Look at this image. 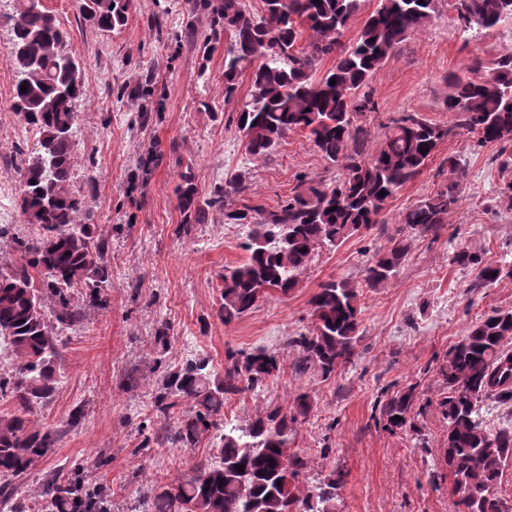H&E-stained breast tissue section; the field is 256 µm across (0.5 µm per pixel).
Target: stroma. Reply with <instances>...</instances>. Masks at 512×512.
Returning <instances> with one entry per match:
<instances>
[{"mask_svg":"<svg viewBox=\"0 0 512 512\" xmlns=\"http://www.w3.org/2000/svg\"><path fill=\"white\" fill-rule=\"evenodd\" d=\"M66 31L80 60L88 101L78 117L74 178L86 188L94 222L109 241L112 286L101 302L85 303L61 340L59 383L38 410V426L57 434L50 453L15 481L14 499L38 500L47 477L79 470L83 482L107 492L106 512H141L157 486L184 476L213 453L211 436L195 447L159 443L142 447L146 428H174L182 409L160 417L154 397L169 373L188 359L208 358L224 372L226 349L265 347L285 351L288 337L312 325L310 300L330 279L361 280L366 262L389 245L403 211L448 181L443 165L456 156L465 168L462 201L439 236L414 235L392 285L364 292L361 339L352 365L329 378L285 371L260 396L240 394L224 405L226 418L292 404L307 394L311 410L295 426L293 448L308 461L315 484L336 467L346 474L336 512H459L444 462L448 424L439 402L448 388L440 367L467 328L491 310L512 308V279L474 287L475 275L450 265L454 248L482 252L495 263L512 252V210L496 207L504 182L512 180V145L477 146L461 131L445 140L423 172L388 201L383 221L341 245L320 249L288 295L271 292L241 318L224 323L221 276L243 263L248 225L230 224L221 207L205 223L178 233L183 217L175 188L192 173L199 199L235 178L248 187L247 201L277 207L305 183L330 178L325 161L306 133L278 140L263 158L247 155L233 118L251 87L250 71L238 76V95L224 96L222 37L203 50L209 28L204 13L186 0H132L126 26L102 32L82 18V0H43ZM14 0H0V210L9 212L8 237L0 239V267L20 264L14 237L30 226L18 208L19 151L37 141L12 109L15 65L9 53ZM450 0H439L433 22L402 42L366 88L373 102L362 124L376 148L383 124L407 112L445 126L448 76L469 59H492L512 51V30L459 36ZM151 79L155 98L133 106L117 88ZM148 124L135 127L138 110ZM167 329L168 349L155 340ZM414 386L406 427L389 431L373 419L383 389Z\"/></svg>","mask_w":512,"mask_h":512,"instance_id":"1","label":"stroma"}]
</instances>
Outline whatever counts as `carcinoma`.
Segmentation results:
<instances>
[{
	"label": "carcinoma",
	"instance_id": "carcinoma-1",
	"mask_svg": "<svg viewBox=\"0 0 512 512\" xmlns=\"http://www.w3.org/2000/svg\"><path fill=\"white\" fill-rule=\"evenodd\" d=\"M13 110L39 133L38 148L21 159L19 208L35 226L37 239L18 242L24 263L0 269V347L8 350L13 374L0 381V395L14 411L0 414V508L9 501V480L25 474L54 445L51 431L34 425L33 416L55 392L63 328L79 315L80 298L112 287L106 241L84 192L73 181L75 126L88 94L68 36L42 0H15ZM362 0H262V9L246 11L242 0H189L193 12H206L212 36L230 34L224 53V97L237 93L241 71H252L249 94L233 121L246 152L265 157L277 140L305 132L336 176L318 179L275 209L242 204L224 210V220L250 224L243 243L247 260L224 268L219 315L229 324L250 311L268 290L286 295L315 253L382 223L387 202L421 174L453 128L406 113L383 126V138L366 152L368 131L357 124L368 109L360 96L370 78L410 34L427 26L438 0H378L352 42L343 38L361 10ZM132 0H83V17L111 32L126 25ZM460 35L512 25V0H453ZM335 58L328 70L321 62ZM467 72L484 75L476 84L458 74L448 77V111L477 145L512 143V52L485 67L475 56ZM336 84H330V81ZM27 91H21V86ZM448 183L409 206L390 245L372 257L360 283L329 280L312 298L313 326L288 341L291 368L330 377L354 361L360 340V297L365 288L392 283L408 254V237L439 235L461 201L464 168L455 156L445 160ZM242 180L227 183L205 202L197 199L192 179L176 188L185 217L180 232L206 218L207 208L246 192ZM386 195H379L380 191ZM450 262L475 272L480 287L512 277V262L488 264L482 253L462 247ZM56 298L57 325L48 323L42 289ZM285 357L257 348L225 353L224 376L216 377L205 358L187 361L169 374L156 399L161 415L179 404L188 412L168 440L193 447L214 433L216 453L197 463L176 483L159 486L152 512H336L344 473L336 468L315 486L305 484L307 461L292 450L295 424L310 410L299 396L293 408L265 410L242 425L224 417V403L240 393L258 395L270 378L284 372ZM448 396L439 408L448 422L445 463L453 494L464 512H512L497 496L506 466L512 463V424L491 433L482 404L488 398L512 402V310H493L471 324L440 367ZM414 387L392 393L381 413L387 429L408 422ZM243 466L239 472L237 466ZM41 512H104L99 491L80 481H47Z\"/></svg>",
	"mask_w": 512,
	"mask_h": 512
}]
</instances>
